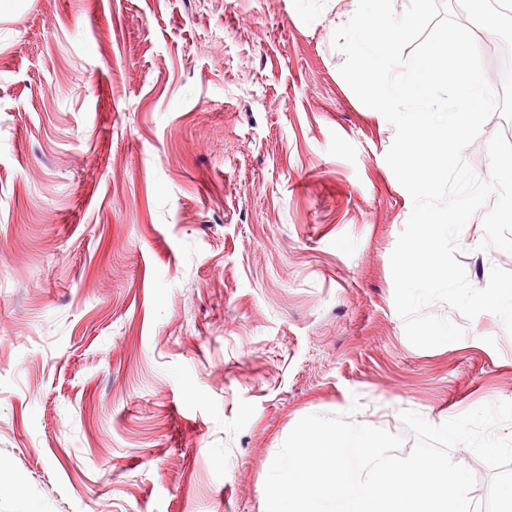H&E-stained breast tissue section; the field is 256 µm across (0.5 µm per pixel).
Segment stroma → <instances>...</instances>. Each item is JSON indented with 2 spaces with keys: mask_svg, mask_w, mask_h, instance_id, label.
<instances>
[{
  "mask_svg": "<svg viewBox=\"0 0 512 512\" xmlns=\"http://www.w3.org/2000/svg\"><path fill=\"white\" fill-rule=\"evenodd\" d=\"M332 0H0V512H265L308 414L439 425L512 401L491 313L412 345L394 127ZM481 216L470 284L512 253Z\"/></svg>",
  "mask_w": 512,
  "mask_h": 512,
  "instance_id": "obj_1",
  "label": "stroma"
}]
</instances>
